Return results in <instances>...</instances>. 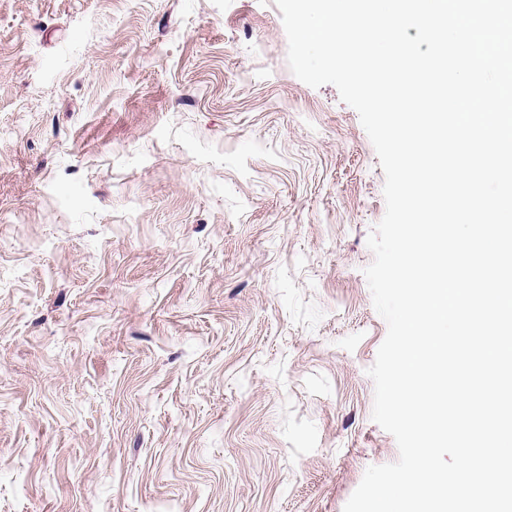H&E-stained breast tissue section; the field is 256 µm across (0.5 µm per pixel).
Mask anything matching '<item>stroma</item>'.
<instances>
[{"label": "stroma", "instance_id": "1", "mask_svg": "<svg viewBox=\"0 0 512 512\" xmlns=\"http://www.w3.org/2000/svg\"><path fill=\"white\" fill-rule=\"evenodd\" d=\"M275 0H0V512H343L385 176Z\"/></svg>", "mask_w": 512, "mask_h": 512}]
</instances>
